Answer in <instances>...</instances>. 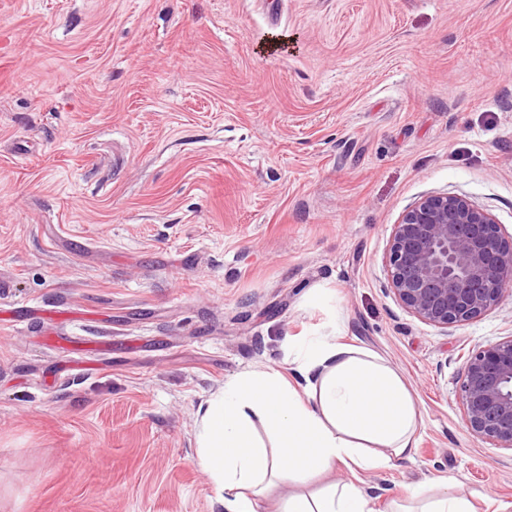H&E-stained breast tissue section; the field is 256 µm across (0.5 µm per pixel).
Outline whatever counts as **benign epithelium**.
<instances>
[{
	"mask_svg": "<svg viewBox=\"0 0 512 512\" xmlns=\"http://www.w3.org/2000/svg\"><path fill=\"white\" fill-rule=\"evenodd\" d=\"M388 284L411 314L441 328L476 319L512 286V239L468 197H422L393 225ZM460 403L467 430L512 450V336L471 350Z\"/></svg>",
	"mask_w": 512,
	"mask_h": 512,
	"instance_id": "benign-epithelium-1",
	"label": "benign epithelium"
}]
</instances>
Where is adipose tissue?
Returning a JSON list of instances; mask_svg holds the SVG:
<instances>
[{"label":"adipose tissue","mask_w":512,"mask_h":512,"mask_svg":"<svg viewBox=\"0 0 512 512\" xmlns=\"http://www.w3.org/2000/svg\"><path fill=\"white\" fill-rule=\"evenodd\" d=\"M197 463L219 512H260L270 486L294 491L282 512H375L355 482L303 485L338 467L351 473L411 458L421 417L402 376L372 351L335 336L313 339L292 378L268 368L225 383L199 405ZM457 478L407 486L393 512H476Z\"/></svg>","instance_id":"1"}]
</instances>
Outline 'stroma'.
Segmentation results:
<instances>
[{
	"label": "stroma",
	"mask_w": 512,
	"mask_h": 512,
	"mask_svg": "<svg viewBox=\"0 0 512 512\" xmlns=\"http://www.w3.org/2000/svg\"><path fill=\"white\" fill-rule=\"evenodd\" d=\"M0 54V512H213L199 403L336 335L423 421L360 474L376 512L448 476L512 503L459 402L512 291L439 328L384 267L430 193L512 235V0H0Z\"/></svg>",
	"instance_id": "stroma-1"
}]
</instances>
